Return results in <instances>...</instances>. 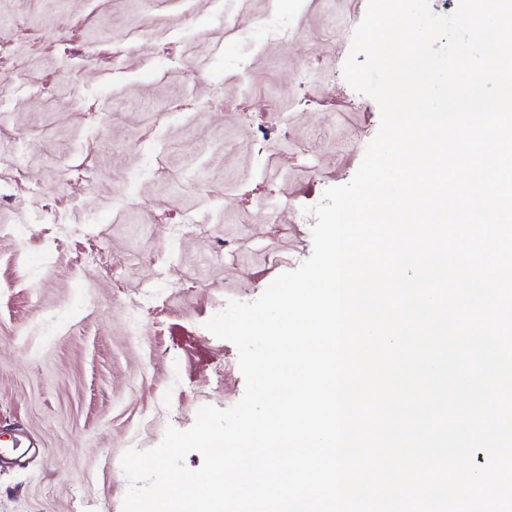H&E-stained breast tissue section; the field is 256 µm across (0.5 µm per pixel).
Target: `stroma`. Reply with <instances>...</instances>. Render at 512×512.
<instances>
[{"mask_svg":"<svg viewBox=\"0 0 512 512\" xmlns=\"http://www.w3.org/2000/svg\"><path fill=\"white\" fill-rule=\"evenodd\" d=\"M367 5L0 0V450L33 447L0 512H122L127 450L242 398L205 324L310 258L299 215L377 133L343 76Z\"/></svg>","mask_w":512,"mask_h":512,"instance_id":"35a3bbf8","label":"stroma"}]
</instances>
